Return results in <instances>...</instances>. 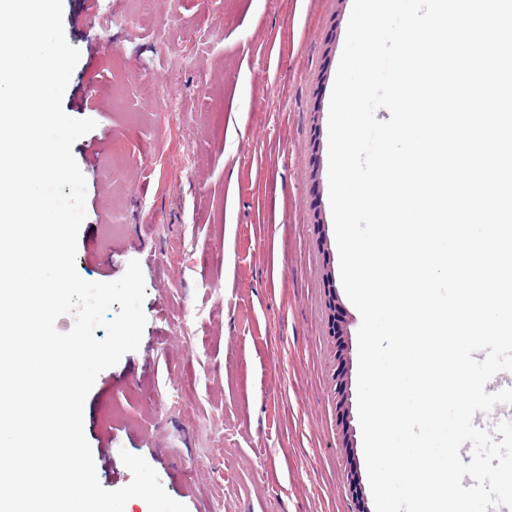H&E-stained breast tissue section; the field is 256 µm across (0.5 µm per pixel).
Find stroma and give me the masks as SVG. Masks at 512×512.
Wrapping results in <instances>:
<instances>
[{"label":"stroma","instance_id":"stroma-1","mask_svg":"<svg viewBox=\"0 0 512 512\" xmlns=\"http://www.w3.org/2000/svg\"><path fill=\"white\" fill-rule=\"evenodd\" d=\"M353 0H63L80 58L63 96L91 132L76 268L131 260L147 318L137 351L84 405L97 468L142 456L188 512H355L362 433L345 435L336 371L358 374L361 316L341 283L329 201V104ZM340 317L346 339L332 336Z\"/></svg>","mask_w":512,"mask_h":512}]
</instances>
